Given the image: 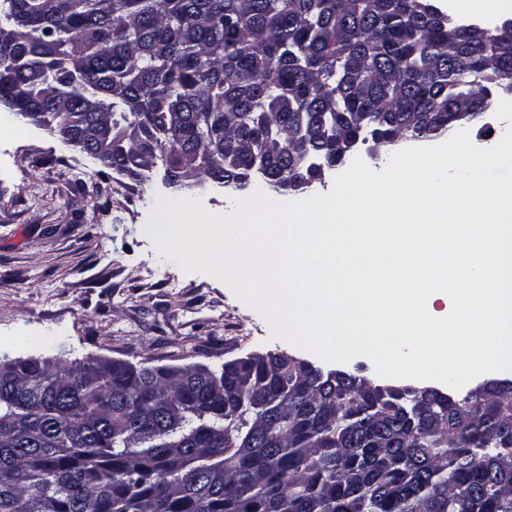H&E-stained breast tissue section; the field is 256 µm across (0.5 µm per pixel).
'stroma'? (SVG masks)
<instances>
[{
	"instance_id": "1",
	"label": "stroma",
	"mask_w": 512,
	"mask_h": 512,
	"mask_svg": "<svg viewBox=\"0 0 512 512\" xmlns=\"http://www.w3.org/2000/svg\"><path fill=\"white\" fill-rule=\"evenodd\" d=\"M0 140V355L122 360L182 367L282 351L330 369L271 336L221 281L182 271L146 227L161 174L141 183L101 174L86 154L12 117Z\"/></svg>"
}]
</instances>
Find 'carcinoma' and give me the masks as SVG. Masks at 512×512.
I'll list each match as a JSON object with an SVG mask.
<instances>
[{
  "label": "carcinoma",
  "instance_id": "cac0c4a2",
  "mask_svg": "<svg viewBox=\"0 0 512 512\" xmlns=\"http://www.w3.org/2000/svg\"><path fill=\"white\" fill-rule=\"evenodd\" d=\"M432 0H0V107L139 182L299 194L370 132L430 140L512 80ZM0 512H512V390L0 359Z\"/></svg>",
  "mask_w": 512,
  "mask_h": 512
}]
</instances>
